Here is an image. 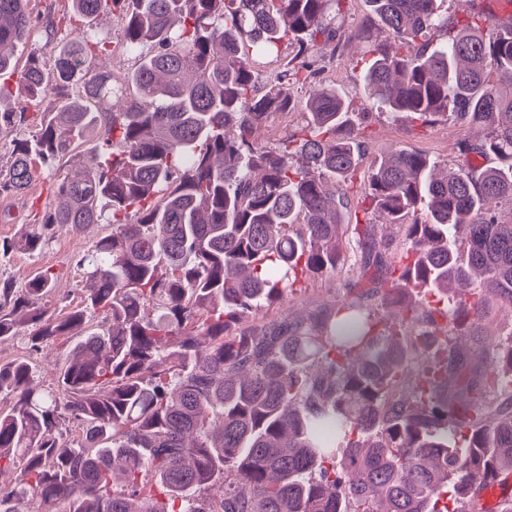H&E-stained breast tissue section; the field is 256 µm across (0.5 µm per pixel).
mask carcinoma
<instances>
[{
	"label": "carcinoma",
	"mask_w": 512,
	"mask_h": 512,
	"mask_svg": "<svg viewBox=\"0 0 512 512\" xmlns=\"http://www.w3.org/2000/svg\"><path fill=\"white\" fill-rule=\"evenodd\" d=\"M30 0H0V76L29 95L50 85L45 112H15L0 83V131L16 142L0 194L22 195L35 162L57 204L21 225L15 249L40 252L55 230L110 232L79 260L82 301L50 304L57 274L0 283V512H482L474 488L512 472V343L484 321L512 306V24L470 13L448 23L444 0H368L392 35L345 33L346 0H67L83 17L110 10L117 41L85 35L59 47L57 27L24 62ZM447 39L436 47L431 32ZM369 46L363 92L413 123L451 114L484 128L465 162L436 172L398 150L364 158L349 103L317 81L319 48ZM295 65L256 87L283 42ZM138 53L121 76L92 61ZM318 82L299 132L271 147L270 115L297 107L288 85ZM107 149L61 173L92 134ZM363 194L401 233L343 221ZM358 251L353 288L331 307L249 322L299 277H330ZM469 297L450 298L455 283ZM375 296L403 310L391 326ZM467 338L488 364L466 366ZM60 347L52 387L32 355ZM433 356L422 372L419 359ZM473 393L448 402V377ZM342 449L336 457V449ZM34 130L35 127L32 125L18 126L17 128L6 130V132L2 135L0 139V166L4 165L3 169H6L4 167L6 166V162L10 159L14 140L17 138L30 139L34 134Z\"/></svg>",
	"instance_id": "obj_1"
}]
</instances>
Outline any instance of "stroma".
Segmentation results:
<instances>
[{
    "mask_svg": "<svg viewBox=\"0 0 512 512\" xmlns=\"http://www.w3.org/2000/svg\"><path fill=\"white\" fill-rule=\"evenodd\" d=\"M364 51V43L354 40L339 43L332 51L323 50L322 58L327 81L335 83L347 95L351 119L361 127V140L367 158L406 149L424 153L443 166L452 167L461 163L457 143L481 139L482 129L464 125L450 116L436 117L426 127L414 129L402 114L371 111L368 102L359 93ZM54 203L48 171L37 168L29 194L0 195V241L15 239L20 225L31 223L35 216L43 214ZM94 236L66 228L57 230L53 242L38 256L17 251L0 257V280L12 281L19 287L27 282L36 269L48 267L58 276L53 304H77L85 284L78 261L92 245ZM354 262L355 254L349 251L345 254L341 273L331 278L300 280L294 291L285 297L282 309L298 315L343 299L349 289Z\"/></svg>",
    "mask_w": 512,
    "mask_h": 512,
    "instance_id": "1",
    "label": "stroma"
}]
</instances>
